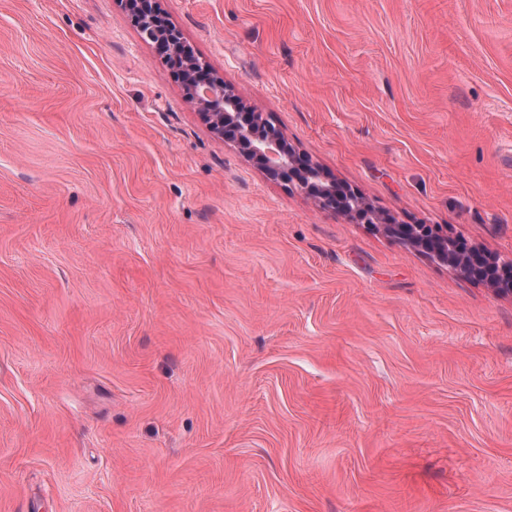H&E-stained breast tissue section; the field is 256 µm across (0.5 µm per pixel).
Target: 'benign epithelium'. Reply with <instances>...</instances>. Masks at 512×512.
Listing matches in <instances>:
<instances>
[{"label":"benign epithelium","mask_w":512,"mask_h":512,"mask_svg":"<svg viewBox=\"0 0 512 512\" xmlns=\"http://www.w3.org/2000/svg\"><path fill=\"white\" fill-rule=\"evenodd\" d=\"M139 10L133 20L139 31L151 40L166 42L171 52L178 53L182 46L181 33L171 28L154 10L148 8L149 0H138ZM208 65L195 56L183 59L181 78L188 97L202 110V116L211 131L218 135L224 129L234 128L238 133L237 144L244 154L262 171L274 178L290 180L305 194L313 197L324 210L360 216L366 224H377L393 236L412 245L427 247L420 239L417 224H390L382 214L372 209L358 196L346 199L336 197V185L327 181L319 168L301 165L286 144L282 134L263 119L256 108H246L234 90L219 78L210 76L202 79ZM441 246L437 252L448 263L478 279H487L492 285L500 286L512 294V263L501 266L492 259L483 263L448 245V235H439Z\"/></svg>","instance_id":"1"}]
</instances>
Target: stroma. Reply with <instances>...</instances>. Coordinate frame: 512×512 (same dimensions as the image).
Here are the masks:
<instances>
[{"label":"stroma","mask_w":512,"mask_h":512,"mask_svg":"<svg viewBox=\"0 0 512 512\" xmlns=\"http://www.w3.org/2000/svg\"><path fill=\"white\" fill-rule=\"evenodd\" d=\"M399 224L512 261V0H158ZM0 512H512V296L217 137L117 0H0Z\"/></svg>","instance_id":"35a3bbf8"}]
</instances>
